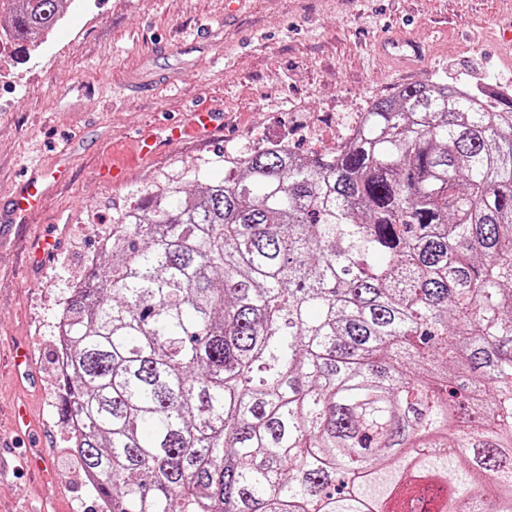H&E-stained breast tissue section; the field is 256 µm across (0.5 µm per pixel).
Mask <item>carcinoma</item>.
<instances>
[{"label":"carcinoma","mask_w":512,"mask_h":512,"mask_svg":"<svg viewBox=\"0 0 512 512\" xmlns=\"http://www.w3.org/2000/svg\"><path fill=\"white\" fill-rule=\"evenodd\" d=\"M62 3L16 0L11 48ZM357 124L118 217L63 305L112 512H512V99L414 84Z\"/></svg>","instance_id":"obj_1"}]
</instances>
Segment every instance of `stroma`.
Segmentation results:
<instances>
[{"mask_svg": "<svg viewBox=\"0 0 512 512\" xmlns=\"http://www.w3.org/2000/svg\"><path fill=\"white\" fill-rule=\"evenodd\" d=\"M511 21L512 0H66L43 44L0 63V199L71 154L32 223L0 237V512H103L70 450L55 338L122 210L170 183L222 180L230 153L282 138L333 149L337 124L402 86L512 92V45L500 40ZM395 40L421 44L423 56L392 57ZM200 104L223 114V131L169 141V126ZM141 129L164 143L153 157L131 139ZM115 162L125 179L114 186L102 170ZM57 224L65 239L40 264L34 243ZM19 345L33 352L29 381L11 361ZM36 456L55 484L32 468Z\"/></svg>", "mask_w": 512, "mask_h": 512, "instance_id": "1", "label": "stroma"}]
</instances>
